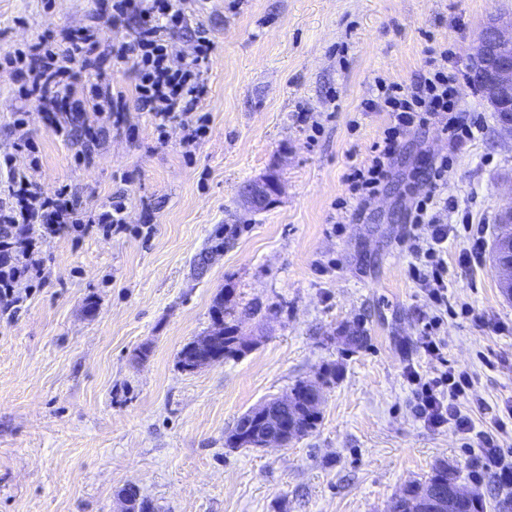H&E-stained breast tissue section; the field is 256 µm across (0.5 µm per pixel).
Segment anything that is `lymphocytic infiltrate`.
<instances>
[{
	"label": "lymphocytic infiltrate",
	"mask_w": 512,
	"mask_h": 512,
	"mask_svg": "<svg viewBox=\"0 0 512 512\" xmlns=\"http://www.w3.org/2000/svg\"><path fill=\"white\" fill-rule=\"evenodd\" d=\"M188 0H112L113 26L136 17L131 40L103 43L99 29L82 27L47 32L27 49L6 53L1 62L16 72L23 96L38 111L50 113V129L62 140L79 144V157H89L107 129L127 126V94L112 85L107 69L120 63L135 79L139 109L146 112L158 134L180 123L181 144L193 152L207 132V118L196 109L205 93L204 74L213 48L207 29L193 31L191 52L174 50L172 37L187 26ZM428 58L410 87L375 79L364 102L367 112H384L388 123L369 147V159L350 166L344 175L358 208H365L392 177L399 148L409 134L436 129L456 142L474 140L480 120L467 119L461 108L459 86L448 66L447 51L428 49ZM24 113H16V138L11 151L0 153V316L14 318L26 303L32 282L46 279L44 248L69 231L95 229L109 237L129 229L126 195L116 193L93 203L68 187L34 189L25 173L16 169L13 154L32 149ZM448 175L447 157L433 159L427 172L414 176L415 201L407 214L410 249L425 261L421 280L436 307L448 304V263L444 245L455 227L432 214L435 192ZM407 381L415 392V413L433 428L453 426L469 447L479 449L487 469L506 484L512 483V463L501 446V434L512 420V407L490 416V426L476 428L464 414L461 401L473 387L468 373L447 369L433 377L408 368Z\"/></svg>",
	"instance_id": "obj_1"
}]
</instances>
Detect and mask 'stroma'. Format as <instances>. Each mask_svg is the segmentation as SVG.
Here are the masks:
<instances>
[{"label":"stroma","instance_id":"35a3bbf8","mask_svg":"<svg viewBox=\"0 0 512 512\" xmlns=\"http://www.w3.org/2000/svg\"><path fill=\"white\" fill-rule=\"evenodd\" d=\"M493 15L512 16V0H205L173 39L190 52L198 23L214 42L199 104L208 134L190 156L179 127L158 140L133 103L128 130H108L91 159L76 161L77 144L52 134L0 66V148L13 141L15 113H27L35 149L16 164L31 183L100 202L123 191L131 227L54 239L46 282L0 318V512H119L130 482L155 512H387L442 463L485 512H505L512 486L483 470L479 450L412 412L406 368L438 369L417 344L437 310L409 271L404 218L413 173L444 155L449 222L465 211L497 224L512 193V137L461 87L483 132L462 143L433 130L407 137L393 182L352 222L336 221L346 168L387 123L361 110L375 79L409 86L431 46L465 73ZM89 25L107 41L129 35L112 26L106 0H0V55ZM305 111L319 132L299 122ZM261 178L281 192L255 211L242 189ZM466 245L464 234L448 238L450 312L435 334L449 368L474 377L462 408L484 428L475 401L512 405V299L492 254L473 270L460 264ZM221 293L260 305L239 320L249 348L185 370L180 352L211 330ZM353 327L366 337L358 348L344 339ZM329 365L338 377L314 431L285 447H228L243 413Z\"/></svg>","mask_w":512,"mask_h":512}]
</instances>
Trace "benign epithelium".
I'll use <instances>...</instances> for the list:
<instances>
[{
    "instance_id": "1",
    "label": "benign epithelium",
    "mask_w": 512,
    "mask_h": 512,
    "mask_svg": "<svg viewBox=\"0 0 512 512\" xmlns=\"http://www.w3.org/2000/svg\"><path fill=\"white\" fill-rule=\"evenodd\" d=\"M468 86L475 87L487 105L495 112L507 113V121L501 124L504 133L512 135V17L490 18L482 28L475 46L468 54ZM279 191L277 183L260 179L244 190L248 206L254 210L265 209L273 204ZM222 329L221 319H216L214 328L206 336L192 343L190 348L203 355L186 366L196 370L219 357L212 355L213 336ZM262 417L268 421L264 432L252 437L251 448L284 447L293 438L288 422L277 412V404L259 407ZM473 500V494L461 483L454 485V496L448 499V512H467L466 505Z\"/></svg>"
}]
</instances>
